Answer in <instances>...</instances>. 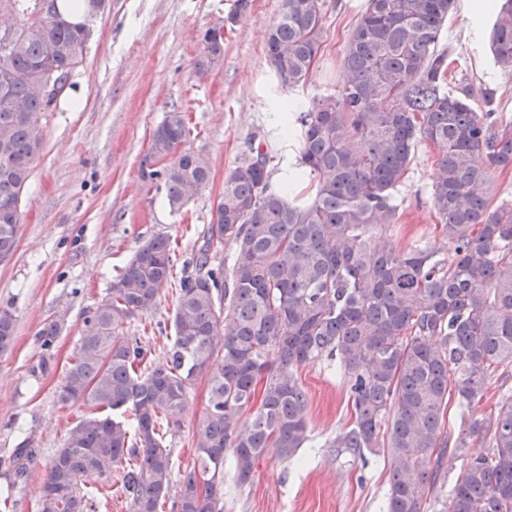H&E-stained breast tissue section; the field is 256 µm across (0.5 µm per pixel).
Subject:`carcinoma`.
I'll use <instances>...</instances> for the list:
<instances>
[{
  "label": "carcinoma",
  "instance_id": "carcinoma-1",
  "mask_svg": "<svg viewBox=\"0 0 512 512\" xmlns=\"http://www.w3.org/2000/svg\"><path fill=\"white\" fill-rule=\"evenodd\" d=\"M455 0H368L343 46L339 95L314 102L292 122L299 145L288 183L309 179L303 198L271 188L270 156H248L224 177L212 224L182 267L165 362L143 365L126 322L152 313L173 275L169 238L134 253L90 311L60 402L90 416L51 459L40 512H85L78 482L119 491L129 512H224V458L236 485L253 480L265 455L296 456L309 440L303 365L336 359L351 404L350 425L333 448L358 452L388 434L393 460L385 512H428L440 459H466L439 512H512V397L495 416L445 428L448 404L469 411L486 379L512 365V203L497 199L494 172L512 170V121L497 90L466 76L445 87L442 28ZM104 0H0V256L16 245L22 194L41 153L38 114L52 109L83 62L92 5ZM326 0H282L266 40L282 84L308 81L320 51ZM495 63L512 71V0H496ZM224 34L207 29L199 76L220 71ZM191 136L175 107L154 130L142 178L164 186L182 209L210 180L209 160L184 148ZM437 150L431 208L452 259L415 244L399 247L393 190L416 147ZM233 249L214 262V246ZM12 307L0 308V352L11 346ZM208 405L195 431L193 468L171 491V451L161 424H178L195 382ZM37 454L30 443L0 458V473L24 481Z\"/></svg>",
  "mask_w": 512,
  "mask_h": 512
}]
</instances>
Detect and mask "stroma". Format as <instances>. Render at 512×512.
Listing matches in <instances>:
<instances>
[{
	"label": "stroma",
	"mask_w": 512,
	"mask_h": 512,
	"mask_svg": "<svg viewBox=\"0 0 512 512\" xmlns=\"http://www.w3.org/2000/svg\"><path fill=\"white\" fill-rule=\"evenodd\" d=\"M234 2L105 0L83 63L71 72L54 108L38 120L43 149L22 195L17 244L0 257V305L12 303L16 315L13 343L0 353V457L25 439L38 450L27 481L10 489L0 477L12 512H39L53 454L84 415L81 404L61 403L58 393L90 308L149 237L169 236L177 260L191 256L250 134L264 139L269 172L279 171L288 146L273 133L254 84L269 67L266 35L279 18L282 0H251L238 23L225 25L223 68L203 79L196 74L203 32L223 23ZM366 4L327 0L312 74L306 84L284 87L283 95H300L307 109L315 97L341 89V51ZM487 38V32L473 31L468 18L450 13L441 40L448 50V73L496 86L500 109L512 119V72L489 61L482 69L476 64L478 57L488 60ZM174 107L184 111L193 130L187 148L205 154L211 167L209 184L178 212L171 211L165 189L143 182L140 169L153 131ZM436 160L432 146H418L395 191L403 215L394 241L399 246L416 241L447 258L451 252L429 204ZM181 276L174 271L156 309L125 327L155 364L164 362L174 334ZM54 320L60 331L47 348L40 331ZM297 376L308 398V442L294 459L260 458L249 486L235 487L232 470H225L224 512H382L391 467L388 448L359 454L332 445L351 416L335 362L302 366ZM207 400L202 377L180 428L165 436L173 482L193 467V435Z\"/></svg>",
	"instance_id": "1"
}]
</instances>
